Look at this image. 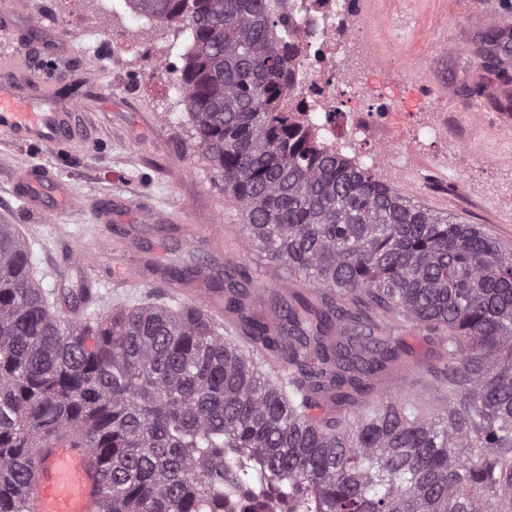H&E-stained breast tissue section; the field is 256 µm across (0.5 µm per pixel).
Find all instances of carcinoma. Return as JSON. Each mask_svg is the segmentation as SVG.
I'll return each instance as SVG.
<instances>
[{"label":"carcinoma","instance_id":"cac0c4a2","mask_svg":"<svg viewBox=\"0 0 512 512\" xmlns=\"http://www.w3.org/2000/svg\"><path fill=\"white\" fill-rule=\"evenodd\" d=\"M130 2L189 32L196 145L244 248L297 287L260 317L211 283L231 338L196 302L64 320L0 224V512H22L25 462L62 430L95 450L104 512H512V249L293 121L270 0ZM511 46L500 31L480 54ZM409 327L436 347L424 405L381 386Z\"/></svg>","mask_w":512,"mask_h":512}]
</instances>
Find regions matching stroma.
Masks as SVG:
<instances>
[{"instance_id": "1", "label": "stroma", "mask_w": 512, "mask_h": 512, "mask_svg": "<svg viewBox=\"0 0 512 512\" xmlns=\"http://www.w3.org/2000/svg\"><path fill=\"white\" fill-rule=\"evenodd\" d=\"M60 0H23L24 15L42 30L66 38L57 55L34 48L19 51L18 83L36 75L63 104L80 105L76 136L60 153L13 145L0 131V224H15L27 240L37 278L47 291L76 295L79 272L63 274L68 244L92 248L104 233L91 196H113L128 207L123 223L139 224L141 210L162 212L166 223L135 236H124L120 249L148 258L181 246L184 262L209 261L192 242L202 225L224 227V255L247 267L261 290L285 287V274L242 246L238 207L194 145V131L184 105L167 82L143 76L145 64L134 53L113 55L109 41L95 44L88 60L81 33L124 30L123 0H78L75 18L58 16ZM372 62L391 69L408 63L413 103L439 112L446 137L414 146L407 173L376 171L375 177L408 199L434 211L458 214L512 248V55L499 67L482 66L477 51L491 30L512 31V0H369L367 5ZM166 63L182 68L188 32L151 24L133 35ZM24 166L45 170L64 183L72 207L46 215L14 192L16 171ZM417 368L411 375L388 377L396 392H418L433 346L422 333L404 335Z\"/></svg>"}]
</instances>
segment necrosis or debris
<instances>
[{
    "instance_id": "1",
    "label": "necrosis or debris",
    "mask_w": 512,
    "mask_h": 512,
    "mask_svg": "<svg viewBox=\"0 0 512 512\" xmlns=\"http://www.w3.org/2000/svg\"><path fill=\"white\" fill-rule=\"evenodd\" d=\"M284 38L283 105L329 146L350 150L363 165L395 168L391 145L410 93L404 78H380L354 52L365 27L348 0H281Z\"/></svg>"
}]
</instances>
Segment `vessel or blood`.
Instances as JSON below:
<instances>
[{
	"label": "vessel or blood",
	"instance_id": "vessel-or-blood-1",
	"mask_svg": "<svg viewBox=\"0 0 512 512\" xmlns=\"http://www.w3.org/2000/svg\"><path fill=\"white\" fill-rule=\"evenodd\" d=\"M15 61V55L0 51V130L17 145L47 150L64 147L74 135L75 125L44 83L38 82L23 90L18 88L12 70ZM44 179L43 171L30 168L14 185L18 196L39 210L46 207L38 190ZM198 243L214 259H221L223 225H211ZM98 254L112 256L115 270L125 268L111 237L100 238L93 252L71 249V262L83 276V295L90 301L100 296L94 286V257ZM30 469L32 476L23 495L22 512H100L105 500L102 470L79 437L61 434L53 438L48 447L35 449Z\"/></svg>",
	"mask_w": 512,
	"mask_h": 512
}]
</instances>
